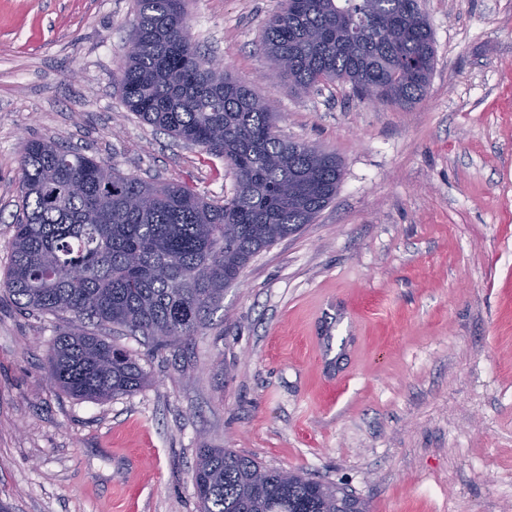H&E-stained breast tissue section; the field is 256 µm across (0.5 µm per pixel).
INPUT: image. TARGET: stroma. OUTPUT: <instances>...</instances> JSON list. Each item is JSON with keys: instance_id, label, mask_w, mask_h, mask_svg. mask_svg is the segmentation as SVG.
Listing matches in <instances>:
<instances>
[{"instance_id": "35a3bbf8", "label": "stroma", "mask_w": 512, "mask_h": 512, "mask_svg": "<svg viewBox=\"0 0 512 512\" xmlns=\"http://www.w3.org/2000/svg\"><path fill=\"white\" fill-rule=\"evenodd\" d=\"M434 38L405 110L346 82L295 93L262 49L285 0H187L193 42L336 154L313 223L258 253L188 343L119 329L149 379L108 400L47 380L63 316L0 292V501L197 512L200 445L347 487L369 512H512V0H419ZM135 0H0V279L19 150L54 140L221 200L222 157L140 120L115 80Z\"/></svg>"}]
</instances>
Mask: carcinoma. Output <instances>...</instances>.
<instances>
[{"label":"carcinoma","mask_w":512,"mask_h":512,"mask_svg":"<svg viewBox=\"0 0 512 512\" xmlns=\"http://www.w3.org/2000/svg\"><path fill=\"white\" fill-rule=\"evenodd\" d=\"M131 41L136 48L118 66L127 108L223 157L235 188L207 201L51 140L21 145L23 215L0 290L23 311L68 315L50 345L48 381L88 400L128 394L148 373L87 325L120 327L158 346L190 340L248 262L312 223L342 178L336 155L280 138L271 104L209 66L192 42L185 0H136ZM262 45L298 92L345 81L361 97L376 90L403 109L424 98L434 66L419 0H286ZM259 469L230 448L201 446L192 474L200 512H336L338 496L348 512H367L345 488L299 472L266 468L256 486Z\"/></svg>","instance_id":"cac0c4a2"}]
</instances>
